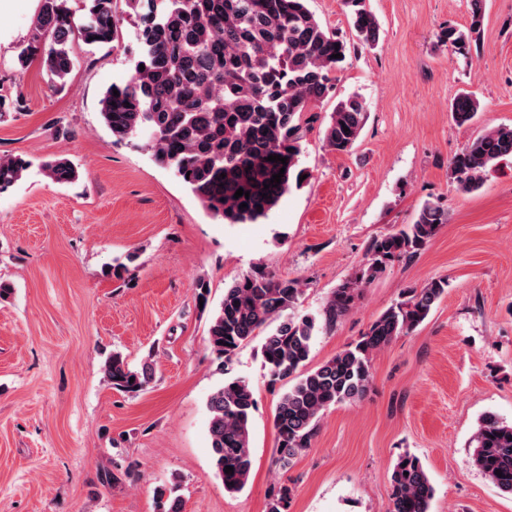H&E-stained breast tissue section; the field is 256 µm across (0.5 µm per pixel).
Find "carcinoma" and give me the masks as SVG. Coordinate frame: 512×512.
<instances>
[{"label":"carcinoma","instance_id":"cac0c4a2","mask_svg":"<svg viewBox=\"0 0 512 512\" xmlns=\"http://www.w3.org/2000/svg\"><path fill=\"white\" fill-rule=\"evenodd\" d=\"M147 2L148 11L139 15V56L133 72L126 82L109 86L101 99L104 124L116 143L142 141V149L187 186L212 217L225 224H256L292 186H301L299 177L307 174L301 167L302 143L316 118L314 111L334 91L348 43L322 25L307 0ZM343 3L358 42L376 47L380 27L366 0ZM116 4L89 0L78 18L67 0H41L32 36L18 52V65L24 69L38 60L50 80L64 86L74 67V42L96 47L119 40ZM469 8V27H450L445 33L460 52L478 41L481 30L483 0H469ZM115 90L119 95H113ZM448 110L457 125L469 126L479 103L461 92ZM367 121L359 96L337 102L324 128L325 146L339 154L350 152ZM270 155L287 161L270 162ZM509 156L512 126L486 129L448 161V174L461 191H476L486 174ZM31 166L20 155L0 156V191L20 181ZM282 168L281 183L271 184ZM40 169L59 184L78 178V169L66 158L45 160ZM240 188L250 196L234 198ZM446 221L445 210L427 201L414 223L373 239L367 265L330 295L321 313L322 327H334L352 309L364 284L389 263L416 256ZM447 288L448 280L440 278L408 289L405 299L382 312L362 336L307 370L318 327L315 318L294 315L302 282L257 269L224 288L209 321L207 342L222 364L259 336L270 380L293 381L274 415L275 453L286 469L311 446L325 410L366 397L374 354L417 329ZM103 372L113 389L136 394L149 384L151 364L134 367L114 351L105 359ZM254 407V389L240 377L225 379L207 399L213 464L231 494L245 488L251 472ZM469 447L474 465L500 491L512 495V423L491 412L483 414ZM227 466L233 471L225 472ZM390 485L389 512H430L435 488L417 456L398 458ZM155 499L157 512H183L173 487H157ZM289 504L290 490L282 486L269 512H288Z\"/></svg>","mask_w":512,"mask_h":512}]
</instances>
